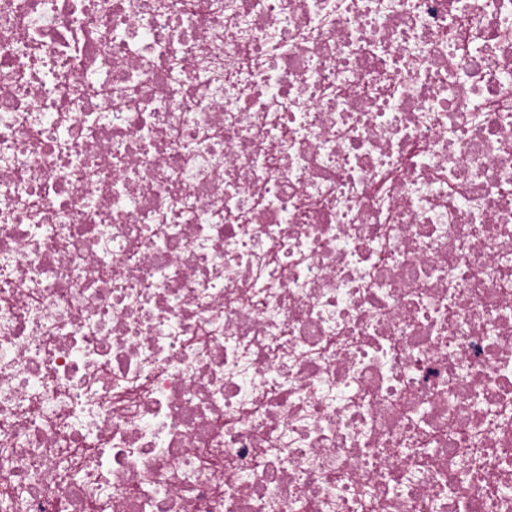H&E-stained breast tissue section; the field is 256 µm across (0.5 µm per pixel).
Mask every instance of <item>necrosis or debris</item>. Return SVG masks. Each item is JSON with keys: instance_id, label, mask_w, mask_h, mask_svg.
<instances>
[{"instance_id": "1", "label": "necrosis or debris", "mask_w": 512, "mask_h": 512, "mask_svg": "<svg viewBox=\"0 0 512 512\" xmlns=\"http://www.w3.org/2000/svg\"><path fill=\"white\" fill-rule=\"evenodd\" d=\"M0 512H512V0H0Z\"/></svg>"}]
</instances>
